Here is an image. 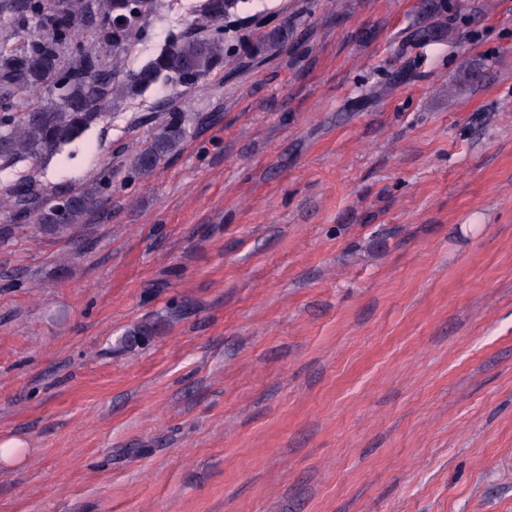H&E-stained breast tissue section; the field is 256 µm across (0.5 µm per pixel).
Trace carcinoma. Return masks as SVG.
I'll return each mask as SVG.
<instances>
[{"label": "carcinoma", "mask_w": 512, "mask_h": 512, "mask_svg": "<svg viewBox=\"0 0 512 512\" xmlns=\"http://www.w3.org/2000/svg\"><path fill=\"white\" fill-rule=\"evenodd\" d=\"M160 0H62L50 13L45 0H0V22L33 28L18 45L0 47V172L20 163L36 162L61 151L92 125L112 119L118 98H133L157 84L188 91L224 65L223 22L245 0H201L202 26L169 34L166 43L146 63L127 71L118 60L130 47L150 36L149 22ZM89 34L101 49L88 48ZM288 39V27L268 32L251 50L260 54ZM68 58H63V53ZM44 88L47 96L21 106L22 99ZM191 118L174 119L154 133L129 158L139 176L154 172L182 147ZM102 185L76 193L43 192L27 178L0 196V206L29 218L35 234L62 236L76 231L99 205ZM145 323L127 331L120 343L133 347L152 335Z\"/></svg>", "instance_id": "1"}]
</instances>
